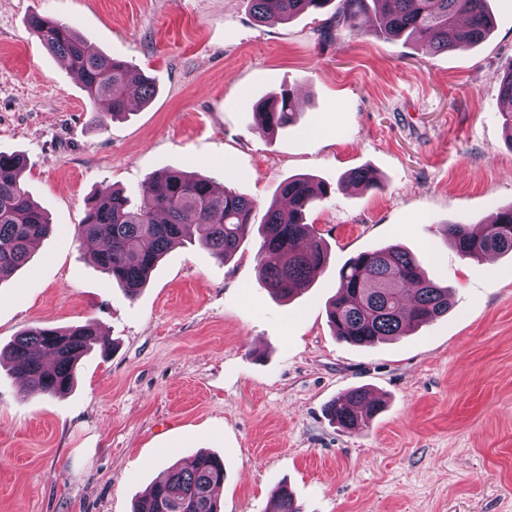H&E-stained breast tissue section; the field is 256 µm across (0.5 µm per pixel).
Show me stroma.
Returning <instances> with one entry per match:
<instances>
[{"label": "stroma", "instance_id": "obj_1", "mask_svg": "<svg viewBox=\"0 0 512 512\" xmlns=\"http://www.w3.org/2000/svg\"><path fill=\"white\" fill-rule=\"evenodd\" d=\"M484 42L432 52L379 37L370 16L324 38L336 9L259 23L248 0H0V152L52 232L0 281V347L23 331L90 324L108 339L67 395L22 393L0 366V512H131L171 465L224 460L221 512H268L288 485L303 512H512V253L466 259L442 229L512 205L498 110L512 0H490ZM68 23L157 87L129 116L88 121L78 76L27 27ZM293 89L295 121L248 115ZM367 166L384 183H341ZM210 177L266 209L308 174L331 195L307 215L328 261L282 302L259 283L257 236L218 262L189 236L136 297L81 235L92 197L139 199L165 169ZM398 243L454 288L448 315L399 340L339 341L327 318L340 267ZM363 386L383 406L352 433L327 404Z\"/></svg>", "mask_w": 512, "mask_h": 512}]
</instances>
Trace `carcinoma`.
Masks as SVG:
<instances>
[{
    "instance_id": "carcinoma-1",
    "label": "carcinoma",
    "mask_w": 512,
    "mask_h": 512,
    "mask_svg": "<svg viewBox=\"0 0 512 512\" xmlns=\"http://www.w3.org/2000/svg\"><path fill=\"white\" fill-rule=\"evenodd\" d=\"M330 0H250L258 22L288 21L325 7ZM375 32L390 40L405 38L436 53L484 41L496 19L489 0H374ZM369 10L368 0H339L321 36L357 28ZM28 27L51 53L69 60L82 77L91 105L90 119L99 114L120 117L132 103H148L155 94L152 79L124 60L89 51L65 22L32 13ZM499 112L512 140V64L499 90ZM294 93L284 90L251 113V127L267 134L293 121ZM26 160L0 152V281L25 264L35 242L52 225L23 188ZM345 182L381 190L383 184L368 168L351 171ZM328 186L307 176L290 177L278 189V200L266 209L258 226L261 238L257 265L261 283L273 296L287 300L308 283L326 261L321 241L312 236L306 212L328 197ZM256 203L233 188L218 190L200 174L168 169L152 174L138 203L122 191L95 197L86 211L81 233L103 244L94 257L126 294L133 298L146 284L173 241L196 225L200 241L221 263L232 258L250 235ZM443 232L460 255L480 259L512 252V207L500 209L486 224H448ZM340 288L328 306L334 334L352 345H372L405 336L418 326L448 314L452 288L431 278L414 255L397 245L360 252L338 271ZM90 324L60 329L45 326L17 336L0 359L29 388L61 396L74 386L75 367L95 345ZM381 403L365 387L338 396L328 406L340 427L357 432L367 427ZM224 483V461L208 452L194 457L189 468L172 466L137 498L132 512H220L214 488ZM272 512H303L291 491L279 489Z\"/></svg>"
}]
</instances>
